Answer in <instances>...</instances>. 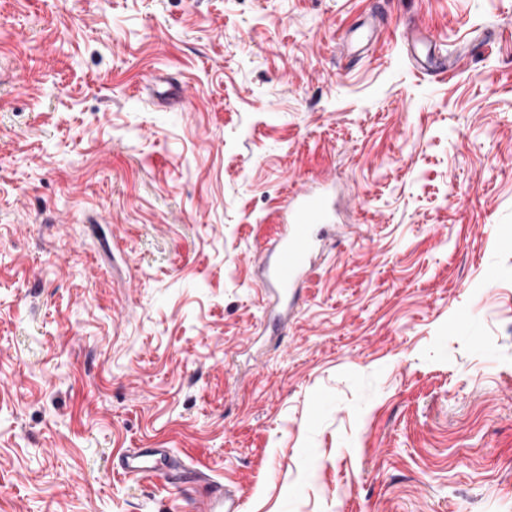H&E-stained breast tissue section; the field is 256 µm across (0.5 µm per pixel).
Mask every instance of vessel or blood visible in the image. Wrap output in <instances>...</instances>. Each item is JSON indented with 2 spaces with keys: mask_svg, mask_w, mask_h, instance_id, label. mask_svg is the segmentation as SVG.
Listing matches in <instances>:
<instances>
[{
  "mask_svg": "<svg viewBox=\"0 0 512 512\" xmlns=\"http://www.w3.org/2000/svg\"><path fill=\"white\" fill-rule=\"evenodd\" d=\"M413 49L409 60L416 68H423L420 50L435 52L438 42L426 27H414L406 35ZM335 221L332 191L328 185L315 184L287 196L283 205L284 229L273 242V259L264 268L262 286L265 292L277 298H288L291 290L308 272V259L316 241L319 225ZM177 464L162 448H138L127 454L120 463L121 472L128 477L150 479ZM241 497L236 487L214 483L211 493L195 502L194 512H240Z\"/></svg>",
  "mask_w": 512,
  "mask_h": 512,
  "instance_id": "obj_1",
  "label": "vessel or blood"
}]
</instances>
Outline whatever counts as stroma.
Wrapping results in <instances>:
<instances>
[{
	"label": "stroma",
	"mask_w": 512,
	"mask_h": 512,
	"mask_svg": "<svg viewBox=\"0 0 512 512\" xmlns=\"http://www.w3.org/2000/svg\"><path fill=\"white\" fill-rule=\"evenodd\" d=\"M134 448L243 512H512V0H0V512H191ZM406 41L413 49H426L428 53H434L438 46L436 35L429 28L420 26L412 28L407 33ZM284 229L270 249L273 259L264 268L262 288L277 300H288L290 290L308 273V259L320 224H334L331 188L326 184L303 187L287 196L283 205ZM121 474L128 477L151 479L165 469L184 470L165 448H137L127 454L120 463ZM195 475L201 480L214 483L211 493L194 503L195 512H240L241 497L236 487L217 482L202 471L195 470Z\"/></svg>",
	"instance_id": "1"
}]
</instances>
